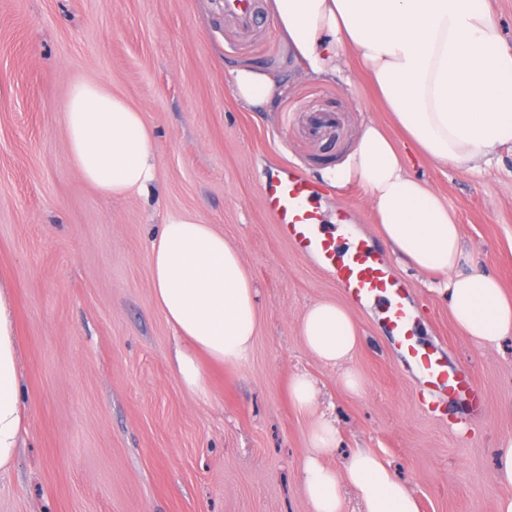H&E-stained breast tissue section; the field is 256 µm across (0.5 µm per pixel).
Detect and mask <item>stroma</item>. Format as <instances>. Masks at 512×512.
Here are the masks:
<instances>
[{"label":"stroma","mask_w":512,"mask_h":512,"mask_svg":"<svg viewBox=\"0 0 512 512\" xmlns=\"http://www.w3.org/2000/svg\"><path fill=\"white\" fill-rule=\"evenodd\" d=\"M242 29L224 0H0V281L12 285L28 433L0 476V512H309L302 485L308 420L290 401L296 373L335 420L342 469L368 448L416 494L420 512H497L494 450L512 442V337L478 347L452 324L444 278L397 266L420 340L465 365L483 415H431L379 322L352 306L362 337L347 368L302 345L306 308L344 301L300 260L266 212L260 184L290 166L307 179L342 164L369 120H385L365 82L348 88L299 76L267 8ZM242 66L281 78L266 109L233 99ZM103 82L154 131L149 194L105 197L80 177L65 138L71 85ZM461 226V270L495 275L512 292V150L478 171L409 159ZM323 221L351 216L376 237L355 184L322 187ZM198 211L244 258L259 332L249 358L212 367L210 392L187 390L171 365L174 332L156 308L149 247L169 214Z\"/></svg>","instance_id":"1"}]
</instances>
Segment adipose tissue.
Instances as JSON below:
<instances>
[{
  "label": "adipose tissue",
  "mask_w": 512,
  "mask_h": 512,
  "mask_svg": "<svg viewBox=\"0 0 512 512\" xmlns=\"http://www.w3.org/2000/svg\"><path fill=\"white\" fill-rule=\"evenodd\" d=\"M271 11L302 76L348 83L359 67L389 117L366 123L347 161L321 171V180L360 185L399 262L445 274L451 319L474 343L511 335L512 296L496 277L461 270L460 226L447 202L410 173L404 152L409 146L429 162L474 171L499 148H512V45L492 0H272ZM229 84L249 110L279 89L275 74L251 67L233 70ZM64 124L72 162L94 190L107 197L146 191L156 164L141 109L102 82L79 80ZM149 258L154 302L175 334V371L189 391L208 396V367L238 366L255 344V288L242 254L198 212L182 211L166 218ZM299 336L320 362L343 367L346 391L362 393L361 377L347 367L360 336L344 303L309 305ZM16 344L11 290L0 284V475L12 469L29 423ZM289 395L309 418L302 475L310 512H344L346 485L361 512H420L415 493L374 451H354L339 470L325 466L339 431L317 411L314 380L292 375Z\"/></svg>",
  "instance_id": "1"
}]
</instances>
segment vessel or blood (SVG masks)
<instances>
[{"label":"vessel or blood","mask_w":512,"mask_h":512,"mask_svg":"<svg viewBox=\"0 0 512 512\" xmlns=\"http://www.w3.org/2000/svg\"><path fill=\"white\" fill-rule=\"evenodd\" d=\"M224 11L245 28L256 18L254 0H224ZM260 190L273 223L298 257L327 273L353 303L380 304V322L394 341L396 356L420 380L424 393L433 401L479 414L485 405L483 391L467 370L450 367L439 348L418 340L404 285L387 257L359 234L357 225L325 230L313 204L317 188L291 168L272 174Z\"/></svg>","instance_id":"vessel-or-blood-1"}]
</instances>
